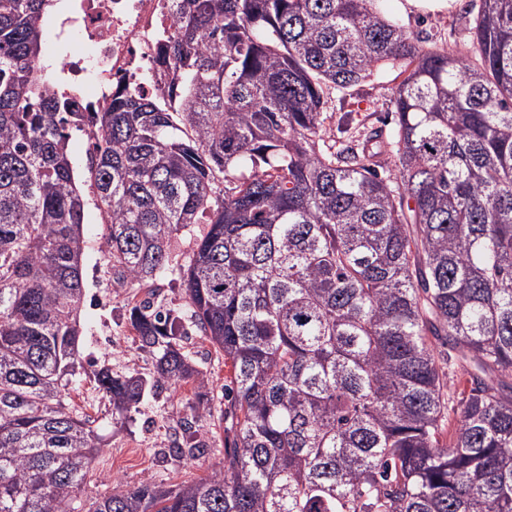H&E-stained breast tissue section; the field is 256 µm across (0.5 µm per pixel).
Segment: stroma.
<instances>
[{
	"instance_id": "35a3bbf8",
	"label": "stroma",
	"mask_w": 512,
	"mask_h": 512,
	"mask_svg": "<svg viewBox=\"0 0 512 512\" xmlns=\"http://www.w3.org/2000/svg\"><path fill=\"white\" fill-rule=\"evenodd\" d=\"M383 10L398 18L405 28L421 39L423 48L445 47L466 53V20L478 13L480 0H382ZM397 69L385 67L359 84L343 90H328L323 112L326 144L361 147L372 132L390 133L394 127L390 99L399 82ZM69 151L75 161L80 190L86 202L82 257L86 302L81 312L83 358L96 365H109L121 372L147 374L153 370V356L142 349L128 325L127 303L131 299L153 298L171 306L182 303L184 292L176 281L158 282L155 294L143 288H116L104 260L102 225L96 207V189L86 170V143L81 133H73ZM204 387L190 383L164 390L146 401L124 425L112 423V406L90 381L69 387L65 402L70 409L91 415L106 446L95 461L80 494L83 504L110 494L117 484L175 486L210 475L224 464V428L220 408L224 404V383L228 369L224 356L216 352L198 333L183 339ZM201 409L196 423L197 436L208 445L206 453L186 460L170 454L167 424L170 419L188 415L192 406Z\"/></svg>"
}]
</instances>
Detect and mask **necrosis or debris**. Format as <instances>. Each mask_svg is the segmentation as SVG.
<instances>
[{"label": "necrosis or debris", "mask_w": 512, "mask_h": 512, "mask_svg": "<svg viewBox=\"0 0 512 512\" xmlns=\"http://www.w3.org/2000/svg\"><path fill=\"white\" fill-rule=\"evenodd\" d=\"M44 25L60 52L51 85L66 111H103L128 89L146 97L167 89L157 54L176 29L170 0H65Z\"/></svg>", "instance_id": "1"}]
</instances>
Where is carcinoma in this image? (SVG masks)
<instances>
[{
  "label": "carcinoma",
  "mask_w": 512,
  "mask_h": 512,
  "mask_svg": "<svg viewBox=\"0 0 512 512\" xmlns=\"http://www.w3.org/2000/svg\"><path fill=\"white\" fill-rule=\"evenodd\" d=\"M175 2L176 89L94 113L88 172L112 286L170 278L185 304L128 310L153 373L89 379L123 424L204 383L196 328L231 372L224 474L77 505L105 447L62 401L82 366L78 118L41 56L54 0H0V512H512V0H481L466 56L424 50L380 0ZM382 66L393 178L380 134L322 145L324 89ZM196 422L170 435L181 458L207 451Z\"/></svg>",
  "instance_id": "1"
}]
</instances>
